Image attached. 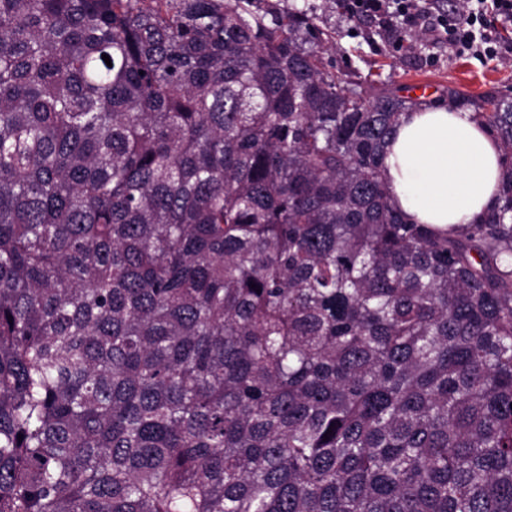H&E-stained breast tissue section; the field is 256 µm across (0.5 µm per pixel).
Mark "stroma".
Listing matches in <instances>:
<instances>
[{
	"label": "stroma",
	"mask_w": 512,
	"mask_h": 512,
	"mask_svg": "<svg viewBox=\"0 0 512 512\" xmlns=\"http://www.w3.org/2000/svg\"><path fill=\"white\" fill-rule=\"evenodd\" d=\"M279 11L309 12L323 32L321 57L327 71L359 84L365 94L384 89L407 95L415 83L428 84L426 101L442 103L449 90L470 100L512 101V33L504 57L489 60L460 54L424 29L409 30L403 41L390 38L375 19L346 12L342 0H267Z\"/></svg>",
	"instance_id": "1"
}]
</instances>
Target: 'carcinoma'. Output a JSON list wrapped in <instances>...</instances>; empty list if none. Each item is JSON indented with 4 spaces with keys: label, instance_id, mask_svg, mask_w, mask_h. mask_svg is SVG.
Instances as JSON below:
<instances>
[{
    "label": "carcinoma",
    "instance_id": "1",
    "mask_svg": "<svg viewBox=\"0 0 512 512\" xmlns=\"http://www.w3.org/2000/svg\"><path fill=\"white\" fill-rule=\"evenodd\" d=\"M255 2L0 0V512H512V101L409 223L419 100ZM454 107L470 112L424 104L406 112L385 147L383 178L410 223L474 224L496 200L499 145L473 106Z\"/></svg>",
    "mask_w": 512,
    "mask_h": 512
}]
</instances>
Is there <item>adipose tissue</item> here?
<instances>
[{
  "label": "adipose tissue",
  "mask_w": 512,
  "mask_h": 512,
  "mask_svg": "<svg viewBox=\"0 0 512 512\" xmlns=\"http://www.w3.org/2000/svg\"><path fill=\"white\" fill-rule=\"evenodd\" d=\"M501 173L497 141L472 113L445 106L406 112L385 147L383 178L414 224L476 223L494 204Z\"/></svg>",
  "instance_id": "adipose-tissue-1"
}]
</instances>
